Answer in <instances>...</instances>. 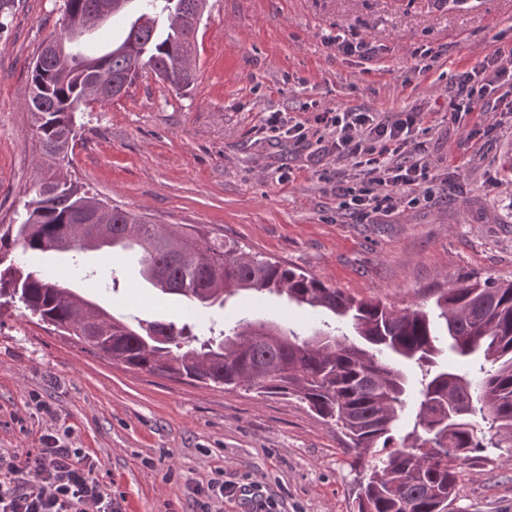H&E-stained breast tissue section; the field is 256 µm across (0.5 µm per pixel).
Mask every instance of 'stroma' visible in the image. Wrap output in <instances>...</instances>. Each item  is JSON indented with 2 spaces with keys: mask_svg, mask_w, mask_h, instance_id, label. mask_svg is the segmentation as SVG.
I'll return each instance as SVG.
<instances>
[{
  "mask_svg": "<svg viewBox=\"0 0 512 512\" xmlns=\"http://www.w3.org/2000/svg\"><path fill=\"white\" fill-rule=\"evenodd\" d=\"M63 20L64 0H14L0 18V224L44 175L25 99L31 64ZM339 34L371 43L373 59L338 52ZM197 41L191 89L149 72L77 113L60 175L107 204L237 240L390 307H431L458 275L512 278V114L477 110L458 124L448 114L455 74L512 49V0H209ZM322 108L420 112L416 141L451 188L375 219L338 211L336 187L360 182L358 168L260 137L268 113L303 122ZM84 258L83 280L53 254L35 265L90 296L98 279L116 278L101 303L133 323L210 318L141 284L135 256ZM242 318L303 334L314 325L274 295L229 298L226 325ZM49 437L90 454L122 512H254L245 500H203L214 480L258 486L280 512L353 510L343 435L296 399L134 370L2 304L0 455L23 461ZM458 471L457 512H512V456L485 452Z\"/></svg>",
  "mask_w": 512,
  "mask_h": 512,
  "instance_id": "obj_1",
  "label": "stroma"
}]
</instances>
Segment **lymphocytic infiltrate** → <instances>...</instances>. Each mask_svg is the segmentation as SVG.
<instances>
[{
  "instance_id": "obj_1",
  "label": "lymphocytic infiltrate",
  "mask_w": 512,
  "mask_h": 512,
  "mask_svg": "<svg viewBox=\"0 0 512 512\" xmlns=\"http://www.w3.org/2000/svg\"><path fill=\"white\" fill-rule=\"evenodd\" d=\"M448 104L453 117L482 107L486 112H512V67L502 52L454 77ZM419 112H362L332 109L312 120L285 123L281 113L267 120L273 140L310 142L362 169L361 185L336 189L339 210L362 215H389L399 207L432 202L437 184L423 156L412 150ZM0 512H122L100 479L96 465L82 449L54 443L28 452L23 465L0 457Z\"/></svg>"
}]
</instances>
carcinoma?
I'll return each instance as SVG.
<instances>
[{
  "label": "carcinoma",
  "mask_w": 512,
  "mask_h": 512,
  "mask_svg": "<svg viewBox=\"0 0 512 512\" xmlns=\"http://www.w3.org/2000/svg\"><path fill=\"white\" fill-rule=\"evenodd\" d=\"M138 2L124 39L103 53L79 38ZM65 0L61 53L38 54L26 105L49 165L68 159L75 114L88 107L91 81L112 76L122 95L145 69L177 91L195 81L196 32L206 0ZM100 203L66 179L34 189L15 224H0V297L69 333L95 355L127 367L204 384L246 386L294 397L340 427L354 451L356 512H453L457 462L488 448L512 449V280L467 274L436 291L434 308L395 309L356 299L278 260L210 240L180 225L152 224L108 206L87 239L77 216ZM104 246L140 254V276L164 294L222 306L240 292L284 295L348 323L354 337L323 322L307 337L241 319L217 338L187 324H132L14 260V250L82 253ZM96 326L88 339L86 322Z\"/></svg>",
  "instance_id": "1"
}]
</instances>
